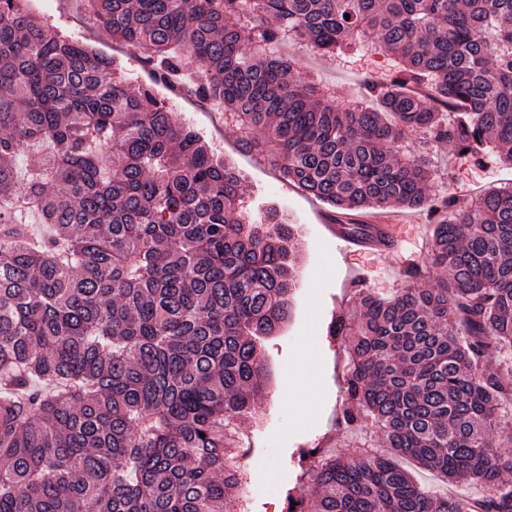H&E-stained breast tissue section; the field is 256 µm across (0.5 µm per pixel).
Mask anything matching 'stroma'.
I'll return each mask as SVG.
<instances>
[{
  "label": "stroma",
  "mask_w": 512,
  "mask_h": 512,
  "mask_svg": "<svg viewBox=\"0 0 512 512\" xmlns=\"http://www.w3.org/2000/svg\"><path fill=\"white\" fill-rule=\"evenodd\" d=\"M29 6L53 31L115 57L132 83L151 86L156 95L166 98L215 153L242 171L243 197L249 207L275 204L300 226L299 286L293 297V315L281 335L262 349L270 385L254 402L255 419L240 427L253 448L248 462L249 512H272L277 502L287 500L289 492L307 486L302 451L330 448L342 456L348 453L350 436L337 424L346 360L327 338L329 323L337 312L357 304L359 292L386 296L405 287L407 265L426 259L434 221L427 213L402 207L365 211L359 223L399 225L400 250L388 254L342 251L323 227L330 218L328 207L263 162L239 152L240 131L225 123L213 105L195 103L187 94L173 95L166 85L154 82L142 57L93 26L75 0H30ZM279 52L296 59V73L302 81L331 86L342 108L366 102L367 84L389 80L393 73L392 60L378 50L357 49L333 57L283 45ZM405 147L426 151L431 169L428 193L456 198L458 207L470 206L486 187L512 188V165L498 157L475 165L449 154L444 144L425 146L410 139ZM301 370L306 373L303 382L283 391V381Z\"/></svg>",
  "instance_id": "1"
}]
</instances>
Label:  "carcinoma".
I'll return each mask as SVG.
<instances>
[{"label":"carcinoma","instance_id":"1","mask_svg":"<svg viewBox=\"0 0 512 512\" xmlns=\"http://www.w3.org/2000/svg\"><path fill=\"white\" fill-rule=\"evenodd\" d=\"M159 79L224 106L241 149L333 214L435 218L421 286L366 293L328 336L347 357L339 422L387 453L306 454L309 512H512V448L489 431L512 373V190L426 195L409 132L512 164V0H88ZM350 18H345V15ZM373 37L395 63L374 107L341 110L273 43L333 55ZM43 155L22 178L21 153ZM241 171L115 58L0 0V512H234V430L268 388L261 342L292 315L300 235L251 215ZM452 217H441L445 212ZM408 456L474 498L437 495Z\"/></svg>","mask_w":512,"mask_h":512}]
</instances>
